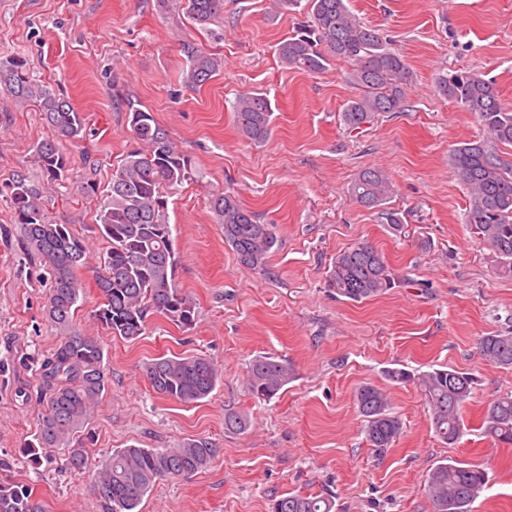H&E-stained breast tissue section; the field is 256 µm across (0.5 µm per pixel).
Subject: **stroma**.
<instances>
[{"label":"stroma","mask_w":512,"mask_h":512,"mask_svg":"<svg viewBox=\"0 0 512 512\" xmlns=\"http://www.w3.org/2000/svg\"><path fill=\"white\" fill-rule=\"evenodd\" d=\"M349 7L410 67L401 111L358 130L340 117L358 94L347 62L306 73L277 55L306 22L303 9L224 0L222 14L203 27L177 0L165 12L156 0H0V54L24 57L85 117L84 138L66 147L78 177L49 213L73 224L91 258L103 247L97 200L80 179L106 185L113 167L140 147L114 89L154 112L204 175L169 202L175 277L195 304L193 327L153 316L138 340L110 335L93 317L101 302L95 272L82 269L76 324L103 343L109 369L108 389L78 432L89 465L67 468L60 447L29 458L25 448L44 409L36 371L60 334L44 311L46 271L27 251L8 195L13 174L49 130L36 107L0 92V457L13 459L11 479L32 487L45 512H97L95 474L113 449L174 448L196 438L218 448L211 465L158 481L140 512H271L289 492L331 494L334 512H432L426 478L447 460L488 475L472 512H512V447L483 433L489 403L512 392V369L490 365L479 350L482 336L512 332V278L498 274L490 247L466 224L469 194L450 161L482 128L434 89L438 76L471 70L512 107V0H349ZM186 42L222 61L197 90L183 83ZM254 91L267 93L274 108L262 144L241 137L233 122L235 99ZM367 167L389 175V205L402 230L349 198L348 186ZM218 185L234 188L245 208L274 225L278 243L266 270L240 265L225 244L208 205ZM359 242L384 254L397 282L356 303L329 292L325 279L336 254ZM195 353L222 371L209 397L186 405L153 392L148 363ZM260 354L294 370L269 401L245 384ZM448 366L477 380L463 411L467 431L453 445L436 437L419 388L384 376L391 367L419 374ZM366 382L386 390L402 424L381 456L366 442L355 404ZM228 409L248 416L245 433L225 431Z\"/></svg>","instance_id":"obj_1"}]
</instances>
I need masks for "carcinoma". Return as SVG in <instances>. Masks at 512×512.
<instances>
[{
	"mask_svg": "<svg viewBox=\"0 0 512 512\" xmlns=\"http://www.w3.org/2000/svg\"><path fill=\"white\" fill-rule=\"evenodd\" d=\"M191 22L206 25L224 9V0H181ZM310 21L278 47L280 60L291 68L318 73L330 60L351 63L349 82L359 94L349 101L341 118L350 129L371 123L382 113L398 112L406 96L409 66L404 56L391 50L378 30L360 22L348 0H307ZM189 67L186 87L208 83L222 66L221 60L187 44ZM438 93L477 115L488 139L463 142L452 151L451 161L469 191L465 221L493 250L500 274L512 277V165L505 164L495 145H512V109L507 108L493 85L476 73L454 71L436 83ZM0 89L23 106H35L49 134L33 149L32 162L41 178L24 171L13 174L10 205L13 223L19 225L26 247L44 263L49 284L46 314L62 337L39 370L40 394L46 404L28 454L37 457L47 448L70 443L81 425L89 421L108 388L107 357L100 341L75 327L74 317L83 292L79 271L88 264L85 239L70 224L48 216L51 193H61L73 175L63 143L77 142L85 127L82 113L48 83L34 76L26 60L0 57ZM130 128L144 148L129 152L112 172L106 187H84L96 195V226L105 247L99 256L96 284L102 303L96 320L114 336L135 340L145 331L147 319L158 314L177 326L195 323L193 301L175 284L178 253L169 222V197L173 190L195 178L191 159L179 150L157 122L154 113L127 97ZM234 123L245 139L261 144L270 133L274 109L264 92L239 96L232 105ZM391 181L384 170H361L349 195L363 207L381 209L386 223L399 229L402 216L387 207ZM217 223L223 225L224 243L244 266L263 271L277 245L275 225L262 224L231 191L217 189L209 199ZM395 284L384 255L367 243L354 244L336 255L326 276V287L348 301L362 302ZM484 359L512 368V335L491 334L480 340ZM386 377L419 385L436 434L455 444L463 434V408L471 397L475 378L454 368H436L417 375L390 368ZM147 378L158 395L183 404H196L216 388L221 373L216 363L202 355L158 357L147 365ZM293 378L292 369L273 356H257L247 369L252 396L269 401ZM369 444L382 453L400 435L401 423L391 412L386 391L373 384L356 395ZM248 418L224 413V430L244 433ZM484 433L512 445V394L493 399L487 409ZM66 465L84 469L89 457L84 448H67ZM218 449L205 438L190 439L176 448L116 449L96 473L98 512H136L145 495L165 478H175L209 467ZM487 483L484 471L456 461L442 462L428 474L426 493L433 512H471V504ZM328 496L287 494L275 501L272 512H331ZM0 512H44L31 487L21 482H0Z\"/></svg>",
	"mask_w": 512,
	"mask_h": 512,
	"instance_id": "carcinoma-1",
	"label": "carcinoma"
}]
</instances>
